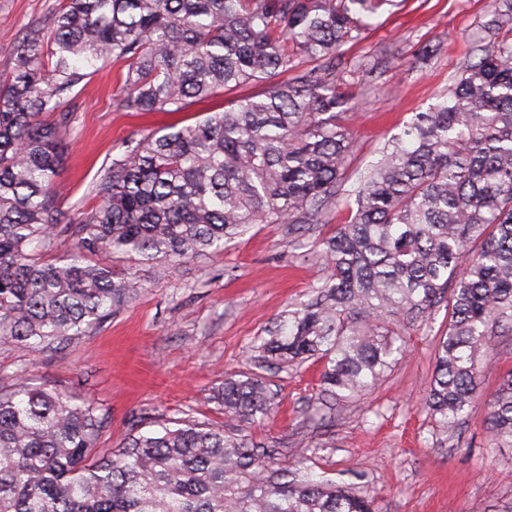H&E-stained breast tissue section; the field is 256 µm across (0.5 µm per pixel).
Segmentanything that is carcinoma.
I'll use <instances>...</instances> for the list:
<instances>
[{
  "label": "carcinoma",
  "mask_w": 512,
  "mask_h": 512,
  "mask_svg": "<svg viewBox=\"0 0 512 512\" xmlns=\"http://www.w3.org/2000/svg\"><path fill=\"white\" fill-rule=\"evenodd\" d=\"M394 0H62L13 45L0 74V342L34 353L99 327L140 288L102 255L148 265L218 253L253 224H326L329 273L259 346L261 368L324 363L321 394H362L391 370L401 320L445 308L424 400L455 432L479 391V357L512 324V35L417 112L355 180L351 96L336 62ZM497 29L512 0H495ZM304 57L314 66L288 77ZM119 66L117 106L179 114L250 82L218 112L129 138L96 185L100 203L60 209L56 181L98 63ZM226 421L190 419L100 450L91 400L20 379L0 389V512H373L353 482L282 468L244 426L273 409L263 374L227 378ZM486 429L512 447V370Z\"/></svg>",
  "instance_id": "1"
}]
</instances>
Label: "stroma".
<instances>
[{
  "instance_id": "stroma-1",
  "label": "stroma",
  "mask_w": 512,
  "mask_h": 512,
  "mask_svg": "<svg viewBox=\"0 0 512 512\" xmlns=\"http://www.w3.org/2000/svg\"><path fill=\"white\" fill-rule=\"evenodd\" d=\"M491 0H396L364 40L344 47L346 61L386 58L399 64L374 78L348 75L354 113L350 171L381 158L388 140L414 113L447 93L479 46L492 37ZM61 0H0V73L12 65L11 46ZM438 45L431 57L421 47ZM117 68L100 65L74 91L69 108L76 129L58 180L62 209L92 208L95 187L124 140L167 123L163 113L136 115L116 106ZM344 206L330 221L296 231L291 224H255L226 244L161 267L116 256L113 271L136 276L142 287L103 325L40 354L0 343V386L20 376L96 402L108 414L103 448L118 447L132 419L142 431L179 418L223 421L213 395L225 378L258 372L256 347L279 317L306 300L325 273L316 246L334 225L346 223ZM444 311L405 326V352L383 381L364 395L336 403L331 428H321L318 393L322 362L307 361L273 373L278 393L271 415L250 425L252 436L278 449L282 464L305 461L316 478L360 475L375 512H500L512 504V447L486 430L487 401L512 370V331L498 332L481 362V388L458 434L442 435L423 407L445 328Z\"/></svg>"
}]
</instances>
